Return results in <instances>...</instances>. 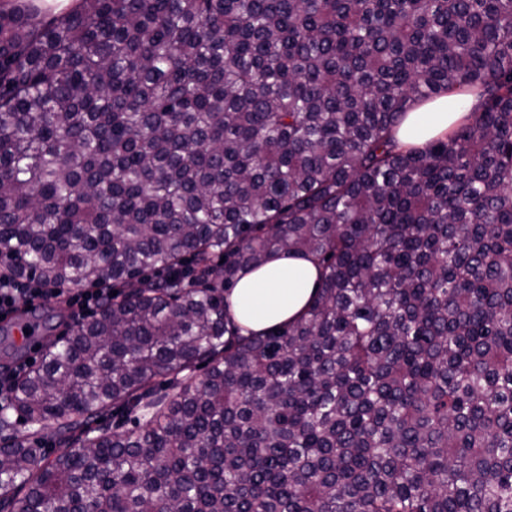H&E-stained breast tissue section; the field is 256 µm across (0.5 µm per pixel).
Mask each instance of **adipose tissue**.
Instances as JSON below:
<instances>
[{"label":"adipose tissue","instance_id":"obj_1","mask_svg":"<svg viewBox=\"0 0 512 512\" xmlns=\"http://www.w3.org/2000/svg\"><path fill=\"white\" fill-rule=\"evenodd\" d=\"M472 98L444 95L409 112L397 132L401 142L421 144L446 132L470 109ZM319 268L308 257L281 252L245 272L226 296L229 313L243 334H265L297 319L316 291Z\"/></svg>","mask_w":512,"mask_h":512}]
</instances>
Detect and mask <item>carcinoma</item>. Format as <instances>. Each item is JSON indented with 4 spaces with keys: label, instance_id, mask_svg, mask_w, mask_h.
I'll return each mask as SVG.
<instances>
[{
    "label": "carcinoma",
    "instance_id": "carcinoma-1",
    "mask_svg": "<svg viewBox=\"0 0 512 512\" xmlns=\"http://www.w3.org/2000/svg\"><path fill=\"white\" fill-rule=\"evenodd\" d=\"M282 250L316 295L242 336ZM1 273L116 295L0 413L59 436L0 512H512V0H0ZM448 102H455L456 108L448 111ZM473 103L472 97L459 94L444 95L421 104L417 109L409 112L397 132V138L408 144H422L461 120L468 113ZM422 116H429L431 121L424 126L418 120ZM319 268L308 257L280 252L245 272L226 295L229 314L242 334H266L297 319L316 291Z\"/></svg>",
    "mask_w": 512,
    "mask_h": 512
}]
</instances>
